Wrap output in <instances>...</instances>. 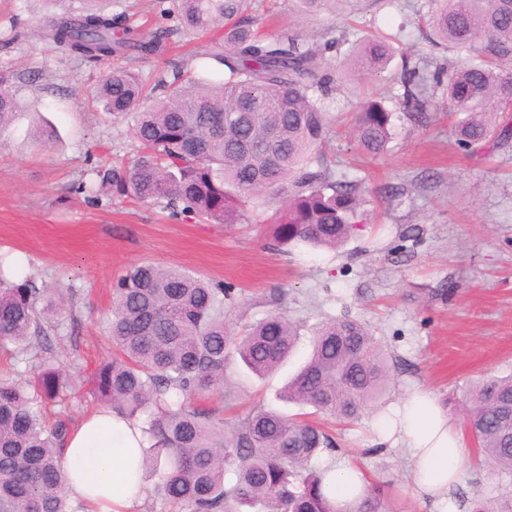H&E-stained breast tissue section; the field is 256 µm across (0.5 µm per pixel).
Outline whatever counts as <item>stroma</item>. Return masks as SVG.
I'll use <instances>...</instances> for the list:
<instances>
[{"instance_id": "stroma-1", "label": "stroma", "mask_w": 512, "mask_h": 512, "mask_svg": "<svg viewBox=\"0 0 512 512\" xmlns=\"http://www.w3.org/2000/svg\"><path fill=\"white\" fill-rule=\"evenodd\" d=\"M75 0H0V32L17 41L0 47V73L24 105L0 131V253L21 254L38 287L62 297L50 333L63 363L90 368L111 358L104 336L112 285L131 265L151 261L185 269L237 290L225 307L232 335L282 312L300 327L302 344L273 374L260 379L239 359L228 370L223 394L204 398L214 422L226 420L228 404L263 401L282 413H301L280 392L305 362V343L320 322L361 323L396 360L381 405L352 424L326 420L334 450L318 466H360L367 478L387 484L391 512H429L414 493L411 459L403 442L389 439L383 417L393 415L414 392L433 393L450 423L464 427L460 400L467 384L485 375L512 373V148L459 147L453 121L430 112L419 123L401 108V62L381 76L340 70L325 105L335 117L324 149L336 173L357 182L364 222L336 249L305 246L282 253L271 245L270 209L244 206L238 224H206L170 217L158 205L107 194L90 202L73 187L91 167L131 163L138 144L131 118L95 112L90 96L105 66L57 53L48 37L51 15ZM264 28L288 30L308 42L333 38L355 42L381 30L402 52H430L434 66L455 61L448 47L427 49L417 17L430 0H352L333 14L308 17L293 0H254ZM206 36L174 34L159 56L129 57L123 64L144 78L194 63L199 75L220 80L222 70L202 57ZM381 99L393 112L395 132L376 159L349 135L355 106ZM54 140L37 146L36 130ZM464 502L493 501L512 493V474H490L479 459L465 468L456 489Z\"/></svg>"}]
</instances>
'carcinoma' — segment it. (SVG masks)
I'll use <instances>...</instances> for the list:
<instances>
[{"label":"carcinoma","mask_w":512,"mask_h":512,"mask_svg":"<svg viewBox=\"0 0 512 512\" xmlns=\"http://www.w3.org/2000/svg\"><path fill=\"white\" fill-rule=\"evenodd\" d=\"M344 0H297L304 14L335 11ZM419 15L431 43L454 48L448 68V112L464 149L512 138L496 119L512 112V75L497 67L512 59V0H431ZM103 0H79L55 17L50 39L64 56L85 63L154 54L170 33L211 34L219 50L206 53L224 70L217 82L191 71L162 73L146 93L139 75L111 68L93 101L113 117L132 116L139 154L131 165L95 166L77 191L89 201L109 189L160 205L172 215L208 224H237L241 206L264 196L276 250L302 243L334 249L361 223L357 184L324 166L322 148L332 119L322 97L333 82L324 53L343 40L308 44L282 32L261 34L250 0H175L174 25L151 37L118 29ZM395 49L371 35L347 53L357 73L381 74ZM403 106L421 110L424 70L402 59ZM0 74V128L20 110ZM392 116L380 100L360 103L351 135L367 155L382 153L392 138ZM234 288L180 268L140 262L112 287L108 338L118 350L88 376V394L130 420L145 417V470L155 492L188 512H337L324 491L326 470L314 461L334 448L316 422L289 418L256 402L224 426L197 399L223 393L230 353L263 378L295 350L298 326L272 314L230 337L224 303ZM60 309L48 290L29 278L5 279L0 269V351L41 359L26 381L0 377V512H75L64 492L59 452L72 429L69 413L46 420V403L71 387L70 374L48 356L49 330ZM310 353L285 390L288 402L317 414L352 420L379 404L392 375L390 358L359 322L332 319L316 327ZM466 424L495 472L512 473V375L482 380L466 392ZM234 481L225 483V474ZM384 486H369L350 512H388ZM472 512H512V496L475 504Z\"/></svg>","instance_id":"1"}]
</instances>
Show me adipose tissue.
Here are the masks:
<instances>
[{"label": "adipose tissue", "instance_id": "adipose-tissue-1", "mask_svg": "<svg viewBox=\"0 0 512 512\" xmlns=\"http://www.w3.org/2000/svg\"><path fill=\"white\" fill-rule=\"evenodd\" d=\"M387 426L406 444L413 488L432 512H459L449 492L459 484L470 450L463 432L452 428L433 394L423 390L413 395ZM145 445L140 424L110 409L88 414L62 451L70 496L83 504L84 512H132L143 496ZM364 484L360 471L339 466L329 474L325 488L339 512H347Z\"/></svg>", "mask_w": 512, "mask_h": 512}]
</instances>
